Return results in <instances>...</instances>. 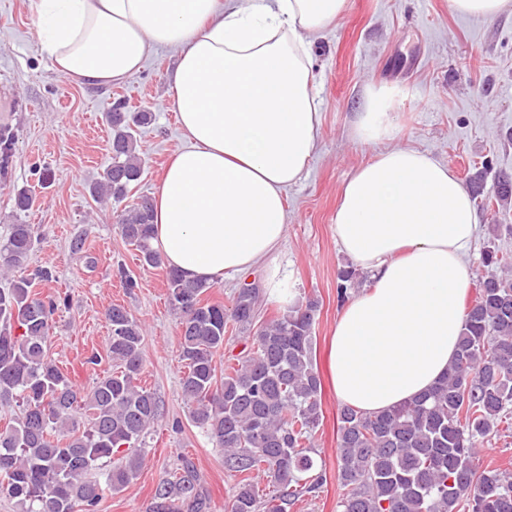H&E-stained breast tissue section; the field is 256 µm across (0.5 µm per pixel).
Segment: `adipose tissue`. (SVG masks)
<instances>
[{
  "instance_id": "adipose-tissue-1",
  "label": "adipose tissue",
  "mask_w": 512,
  "mask_h": 512,
  "mask_svg": "<svg viewBox=\"0 0 512 512\" xmlns=\"http://www.w3.org/2000/svg\"><path fill=\"white\" fill-rule=\"evenodd\" d=\"M346 0H37L53 68L87 87L175 51L171 105L188 144L154 197V242L166 263L204 283L268 265L266 289L290 296L270 259L288 226L285 190L315 148L319 112L311 47ZM393 92L366 88L353 135L380 145L343 183L336 240L372 283L331 338L342 404L378 412L408 402L448 371L471 284L466 250L479 222L448 165L395 145Z\"/></svg>"
}]
</instances>
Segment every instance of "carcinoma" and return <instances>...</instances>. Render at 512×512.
Listing matches in <instances>:
<instances>
[{
  "label": "carcinoma",
  "instance_id": "obj_1",
  "mask_svg": "<svg viewBox=\"0 0 512 512\" xmlns=\"http://www.w3.org/2000/svg\"><path fill=\"white\" fill-rule=\"evenodd\" d=\"M114 128L112 166L93 187L98 196L125 197L142 174L136 154L140 125L118 102L108 113ZM13 135L0 129V181L11 166ZM151 199L126 210L117 228L144 264L164 265L152 245ZM512 236L495 224L482 253L487 266L512 264L495 240ZM33 224H11L0 242V274L27 262ZM358 273L338 274L337 301L350 297ZM52 279L44 268L0 289V404L18 413L0 429V496L21 512H98L105 491L120 492L138 475V452L160 416L155 395L140 386L144 332L121 305L106 311L111 326L107 357L112 372L88 391L76 387L49 358L52 316L61 298L40 297L34 285ZM168 298L179 314L181 392L192 421L240 476L228 512H288L319 489L326 470L311 456L323 419L322 382L314 364L318 302L309 300L255 325L258 292L241 288L229 306L204 300L213 285L166 272ZM251 333L246 353L227 360L217 375L215 355L228 325ZM512 417V276L479 283L448 373L430 390L391 410L366 413L343 406L337 415L338 479L350 491L337 512H512V474L479 466L478 447L497 421ZM112 462L106 482L97 470ZM276 488L260 501L253 473ZM198 475L186 465L156 489L151 512H207Z\"/></svg>",
  "mask_w": 512,
  "mask_h": 512
}]
</instances>
